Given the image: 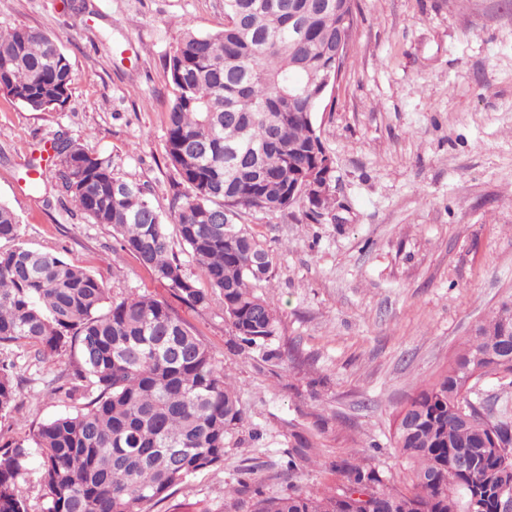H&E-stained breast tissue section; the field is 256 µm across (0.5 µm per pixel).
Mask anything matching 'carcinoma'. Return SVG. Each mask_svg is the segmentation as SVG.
Segmentation results:
<instances>
[{
    "label": "carcinoma",
    "instance_id": "cac0c4a2",
    "mask_svg": "<svg viewBox=\"0 0 512 512\" xmlns=\"http://www.w3.org/2000/svg\"><path fill=\"white\" fill-rule=\"evenodd\" d=\"M300 24L288 25V2ZM228 24L214 33L186 29L166 62V157L192 191L172 215L181 243L208 287L183 274L163 217L143 185L123 179L109 159L67 136L51 149L60 165L59 200L94 224L112 227L122 249L191 307L218 297L246 348L277 333L276 310L258 291L273 256L239 214L300 208L319 224L334 217L335 195L288 204V186L326 160L312 151L308 93L331 66L327 44L339 17L326 0H224ZM71 63L58 37L21 28L0 32V92L33 111L63 108L72 93ZM296 98L288 109V95ZM0 345L24 341L34 356L76 349L80 360L56 387L75 412L0 445V512H28L18 479L40 457L44 512H150L169 491L224 462L227 435L243 422L239 394L206 344L172 306L154 296L116 297L93 274L21 240L16 213L0 203ZM512 302L503 303L455 354L448 368L407 403L394 447L404 465L398 485L348 458L330 490L295 489L260 498L252 512H498L512 492V418L492 417L476 384L493 374L512 386ZM18 396L15 366L0 361V417ZM299 456L313 448L292 434ZM462 459L471 461L466 469ZM368 498L363 499L361 495Z\"/></svg>",
    "mask_w": 512,
    "mask_h": 512
}]
</instances>
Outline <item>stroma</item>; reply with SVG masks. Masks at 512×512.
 I'll use <instances>...</instances> for the list:
<instances>
[{"label": "stroma", "instance_id": "1", "mask_svg": "<svg viewBox=\"0 0 512 512\" xmlns=\"http://www.w3.org/2000/svg\"><path fill=\"white\" fill-rule=\"evenodd\" d=\"M340 81L315 114L334 161L335 221L298 208L241 216L271 251L260 291L277 309L279 361L240 350L219 300L190 307L55 192L58 134L144 185L163 217L191 190L166 157V61L186 27L224 25V0H0V30L59 36L74 74L64 108L37 112L0 94V203L23 241L57 251L113 293L167 299L239 389L245 421L221 466L203 470L152 512H252L291 485H335L337 458L358 450L386 484L403 477L396 414L446 369L461 344L512 301V0H355ZM38 179L39 189L28 186ZM15 360L16 407L0 444L68 411L55 394L70 349ZM318 463L288 474L290 432Z\"/></svg>", "mask_w": 512, "mask_h": 512}]
</instances>
